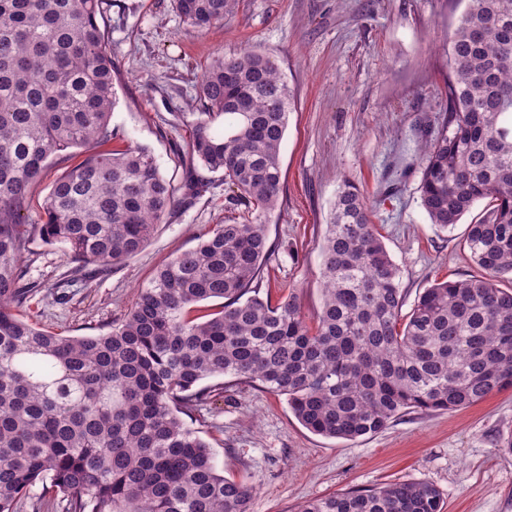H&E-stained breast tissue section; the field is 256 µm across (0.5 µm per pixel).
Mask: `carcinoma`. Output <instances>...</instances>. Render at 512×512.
<instances>
[{"label": "carcinoma", "mask_w": 512, "mask_h": 512, "mask_svg": "<svg viewBox=\"0 0 512 512\" xmlns=\"http://www.w3.org/2000/svg\"><path fill=\"white\" fill-rule=\"evenodd\" d=\"M197 32L236 0H171ZM108 0H0V512L38 483L63 512H250L255 488L220 474L183 416L213 377L285 397L314 434L356 440L412 410H455L512 389V0H468L451 40L448 112L421 144V203L446 229L478 202L464 247L480 274L444 280L404 314L400 269L344 183L322 246L317 325L296 298L260 296L264 217L281 192L291 90L274 61L218 55L198 87L189 153L224 172L245 224H217L174 255L122 321L62 336L17 313L37 285L22 263L35 239L62 244L75 272L138 254L174 203L141 146L114 149ZM85 152L54 179L38 224L22 221L54 157ZM223 300L215 312L202 303ZM298 512H444L426 481L310 501Z\"/></svg>", "instance_id": "carcinoma-1"}]
</instances>
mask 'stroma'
I'll return each mask as SVG.
<instances>
[{"instance_id":"obj_1","label":"stroma","mask_w":512,"mask_h":512,"mask_svg":"<svg viewBox=\"0 0 512 512\" xmlns=\"http://www.w3.org/2000/svg\"><path fill=\"white\" fill-rule=\"evenodd\" d=\"M464 0H238L205 33L170 0H112L101 21L116 68L112 145L148 148L175 188V203L137 255L111 273L70 278L61 245L34 242L24 258L39 286L26 317L64 336L111 330L155 271L218 224L245 223L223 174L192 163L188 145L203 72L219 54H270L294 92L282 144V191L267 217L271 252L261 289L295 296L308 325L322 304L321 246L336 194L351 183L399 266L408 301L439 280L474 275L464 247L477 204L442 230L421 205L419 146L446 108L448 50ZM204 183L195 195L191 187ZM70 279L67 300L53 287ZM226 478L253 484L251 512H297L305 501L349 489L427 481L445 512H512V389L457 411H415L354 441L308 431L284 397L248 386L217 392L187 418Z\"/></svg>"}]
</instances>
